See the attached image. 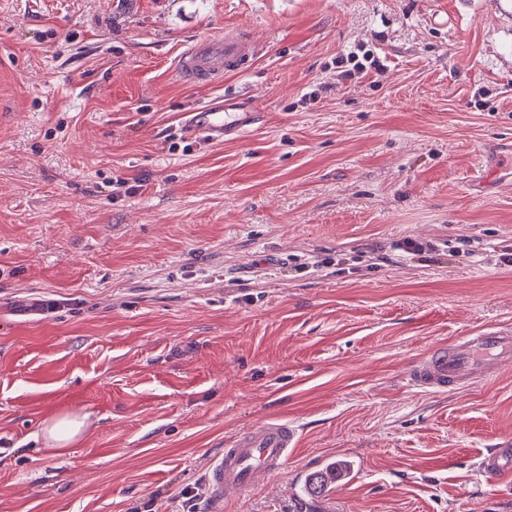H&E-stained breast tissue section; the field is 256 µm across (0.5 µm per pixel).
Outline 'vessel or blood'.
<instances>
[{"mask_svg":"<svg viewBox=\"0 0 512 512\" xmlns=\"http://www.w3.org/2000/svg\"><path fill=\"white\" fill-rule=\"evenodd\" d=\"M251 55L246 37L227 33L197 43L178 59L180 74L187 80L219 83L236 72ZM260 115L241 111L227 99L185 112L183 124L207 143L223 142L226 135L242 133L258 124ZM512 363V329L489 325L450 344H441L415 360L407 373L410 386L444 393L489 381L504 364ZM299 432L288 420L272 417L230 441L216 456L208 472V488L215 512L230 496L243 495L276 476L297 447ZM481 469L492 476L512 469V450L499 448L484 458Z\"/></svg>","mask_w":512,"mask_h":512,"instance_id":"1","label":"vessel or blood"}]
</instances>
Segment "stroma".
I'll list each match as a JSON object with an SVG mask.
<instances>
[{"label":"stroma","instance_id":"1","mask_svg":"<svg viewBox=\"0 0 512 512\" xmlns=\"http://www.w3.org/2000/svg\"><path fill=\"white\" fill-rule=\"evenodd\" d=\"M235 29L246 72L178 77ZM219 95L262 123L188 133ZM508 249L512 0H0V512H211L212 459L274 416L300 445L226 512H512L479 467L512 448V364L405 383L512 327ZM64 411L83 437L44 446ZM506 363H512V329L488 325L429 350L410 366L407 381L417 389L447 393L493 379ZM340 465V461L333 462L325 468L307 475L304 482L305 494L310 497L311 500H315L323 496L332 485L336 474L340 473Z\"/></svg>","mask_w":512,"mask_h":512}]
</instances>
